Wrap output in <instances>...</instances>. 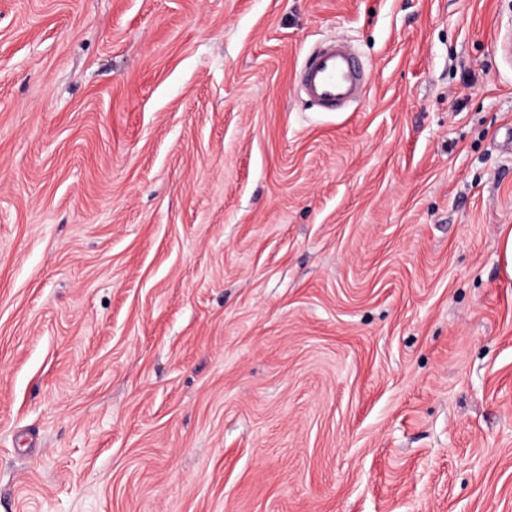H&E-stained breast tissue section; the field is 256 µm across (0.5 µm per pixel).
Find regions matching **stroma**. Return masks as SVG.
Here are the masks:
<instances>
[{"instance_id": "obj_1", "label": "stroma", "mask_w": 512, "mask_h": 512, "mask_svg": "<svg viewBox=\"0 0 512 512\" xmlns=\"http://www.w3.org/2000/svg\"><path fill=\"white\" fill-rule=\"evenodd\" d=\"M508 30L0 0V512H512ZM367 69L345 43L331 41L308 55L299 73L304 95L326 112H336L360 98Z\"/></svg>"}]
</instances>
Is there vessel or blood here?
I'll return each mask as SVG.
<instances>
[{
  "label": "vessel or blood",
  "mask_w": 512,
  "mask_h": 512,
  "mask_svg": "<svg viewBox=\"0 0 512 512\" xmlns=\"http://www.w3.org/2000/svg\"><path fill=\"white\" fill-rule=\"evenodd\" d=\"M366 84L365 65L340 41L320 45L307 56L299 73L301 91L328 112L358 100Z\"/></svg>",
  "instance_id": "vessel-or-blood-1"
}]
</instances>
